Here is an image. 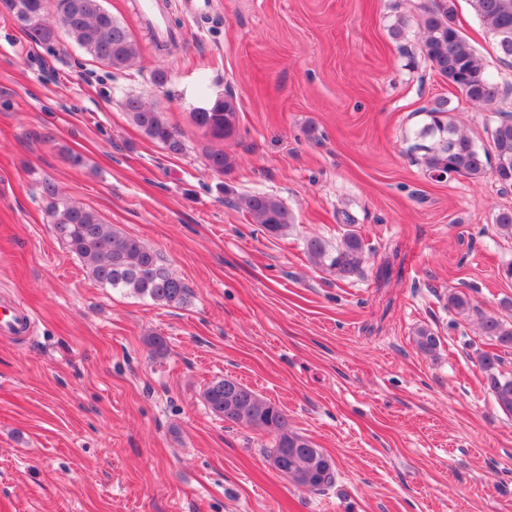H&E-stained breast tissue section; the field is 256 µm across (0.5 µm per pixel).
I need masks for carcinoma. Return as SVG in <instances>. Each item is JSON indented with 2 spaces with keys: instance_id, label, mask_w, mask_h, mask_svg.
<instances>
[{
  "instance_id": "1",
  "label": "carcinoma",
  "mask_w": 512,
  "mask_h": 512,
  "mask_svg": "<svg viewBox=\"0 0 512 512\" xmlns=\"http://www.w3.org/2000/svg\"><path fill=\"white\" fill-rule=\"evenodd\" d=\"M16 20L30 39L39 44L54 40L60 28L90 55L114 70L130 67L140 47L130 28L105 10L101 0H8ZM420 27V53L448 86L476 107L494 104L512 93V84L489 73L483 59L469 45L455 21V0H429ZM470 6L492 37L499 58L512 62V0H469ZM131 121L172 155L184 151L180 135L163 113L138 98L125 102ZM238 104L233 95L217 96L191 112L192 121L216 139L237 131ZM448 99L438 98L426 109L427 121L416 134L411 150L420 154L426 171L462 176L479 181L495 178L503 187L512 186V113L497 111L487 126V141H478L462 131L450 117ZM209 168L224 173L233 167L222 150L207 155ZM52 231L80 258L99 284L165 306H186L191 291L163 263L160 254L140 239L126 235L103 222L98 213L59 199L56 185H41ZM252 223L270 236H281L294 224V216L276 196L249 194L233 199ZM497 233L512 238V210L501 209L494 217ZM310 261L322 269L348 279L359 273L365 260V245L355 229H347L334 248L317 237L305 243ZM448 307L464 313L473 309L470 295L448 292ZM504 313L480 317L479 330L495 351H480L477 362L485 375L486 390L497 406L512 415V374L502 371L512 356V300L502 303ZM419 351L433 355L441 338L433 330H416ZM213 414L226 422L244 423L271 437L263 449L272 467L298 489L321 491L335 481L330 456L294 429L288 414L256 391L229 377L213 379L203 391Z\"/></svg>"
}]
</instances>
